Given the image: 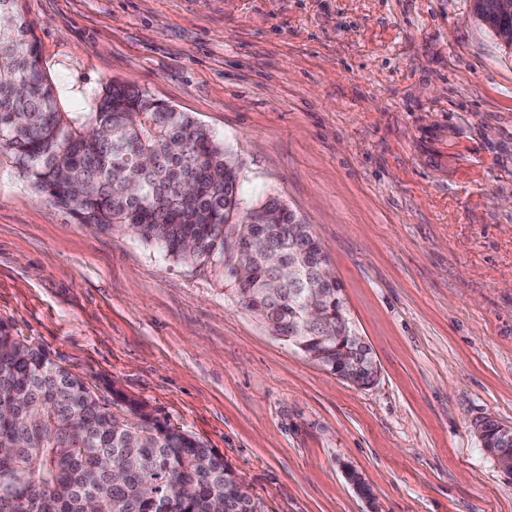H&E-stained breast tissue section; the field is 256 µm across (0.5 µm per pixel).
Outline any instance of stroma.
Here are the masks:
<instances>
[{
    "label": "stroma",
    "mask_w": 512,
    "mask_h": 512,
    "mask_svg": "<svg viewBox=\"0 0 512 512\" xmlns=\"http://www.w3.org/2000/svg\"><path fill=\"white\" fill-rule=\"evenodd\" d=\"M67 111L190 113L328 260L362 387L240 304L230 265L77 223L0 153V321L223 456L264 512H512V47L473 0H23ZM359 484H352L350 475ZM504 429H506L508 433H511V442L508 444L506 443L507 434L502 433ZM479 431L483 448H500L502 451H510L512 453V429L493 421H487L481 426ZM509 445H511V448H502L508 447Z\"/></svg>",
    "instance_id": "1"
}]
</instances>
